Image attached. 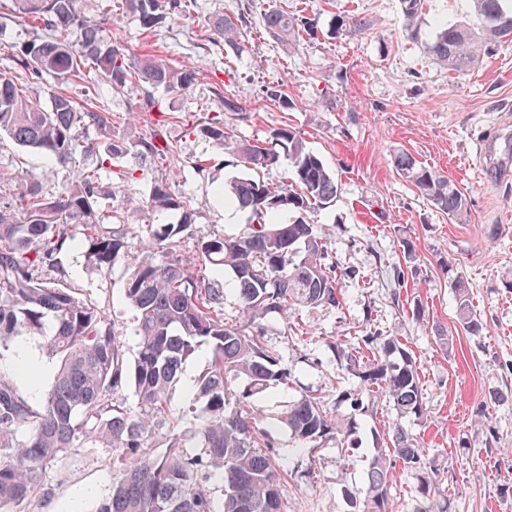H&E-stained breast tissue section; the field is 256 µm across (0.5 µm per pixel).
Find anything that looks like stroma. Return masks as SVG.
<instances>
[{"instance_id": "stroma-1", "label": "stroma", "mask_w": 512, "mask_h": 512, "mask_svg": "<svg viewBox=\"0 0 512 512\" xmlns=\"http://www.w3.org/2000/svg\"><path fill=\"white\" fill-rule=\"evenodd\" d=\"M273 1L315 19L318 38L286 47L269 37L261 18ZM217 11L248 12L240 54L224 59L211 50L203 24ZM348 13L367 17L370 28L358 36L329 37L332 19ZM468 18V0H425L420 35L413 40L400 0H197L191 19L153 37L131 17L112 27L113 42L130 54L159 52L173 65L201 72L189 90L155 91L160 109L151 128L135 110V90L100 88L98 104L111 113L117 137L132 141L156 128L180 150L178 163H159L124 198L101 200L102 210L121 207L130 228L129 255L143 252L142 225L178 219L172 212L147 213L155 179L183 191L194 214L186 254L213 236L243 232L246 215L227 221L225 208L213 200L214 188L240 170L223 166L222 150L196 129L220 111V92L236 94L251 110L244 121L225 115L237 135L263 140L273 128L292 126L339 182L336 199L307 219L325 231L329 251L349 274L341 308L299 311L288 321L274 315L266 324V343L291 372L288 385L271 388L259 401L258 425L281 451L284 512H351L348 488L398 421L424 448L437 492L449 499L452 512H512V288L503 285L504 275L512 274V179H501L497 168L504 138L512 139V43L495 47L476 68L459 74L437 66L424 47L439 23ZM277 83L286 103L263 100L264 86ZM483 132L491 139L480 159L474 141ZM401 151L453 181L469 202L462 220L437 212L397 173L393 157ZM199 159L216 162L213 181L195 175L192 164ZM85 250L81 244L62 253L56 277L97 302L120 331L127 360H134L136 313L124 296V270L102 274L86 263ZM447 263L452 271H444ZM397 268L403 280L394 279ZM456 275L468 282L470 303L487 323L481 335L465 334L457 322L451 284ZM417 301L428 321L413 319ZM370 319L416 359L423 421L398 420L383 401L371 413L336 402L337 389L353 391L361 382L351 375L338 378L327 343L360 335ZM436 324L447 328L452 347L439 344L432 332ZM23 357L37 370V381L17 376ZM0 367L14 372L15 385L37 405L54 382L57 360L39 337L20 336L0 355ZM307 391L333 400L334 410L352 418L359 447L344 452L328 438L321 448L296 450L277 416L285 402ZM497 392L503 401H493ZM120 468L112 451L78 449L49 466L50 498L11 512H93Z\"/></svg>"}]
</instances>
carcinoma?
<instances>
[{
	"instance_id": "obj_1",
	"label": "carcinoma",
	"mask_w": 512,
	"mask_h": 512,
	"mask_svg": "<svg viewBox=\"0 0 512 512\" xmlns=\"http://www.w3.org/2000/svg\"><path fill=\"white\" fill-rule=\"evenodd\" d=\"M97 15L82 0H0V28L22 19L30 37L12 46V65L0 73V140L44 154L72 170L57 192L19 161L6 180L17 184L0 201V351L17 336H42L58 358L52 387L35 407L0 371V512L9 505L42 502L52 495L47 468L56 459L92 440L121 454L123 467L94 512H282L277 461L280 452L256 423V402L274 385H286L288 365L264 342L267 316L288 318L296 309L341 306L339 270L324 238L306 220L311 208L331 202L338 183L323 159L292 126L273 129L266 140L251 141L229 132L221 114L209 118L203 135L229 156L228 166L258 172L283 167L289 181L269 183L252 175L234 177L215 189L218 204L248 216L237 236H214L194 256L183 253V233L194 223L185 197L168 182H152L147 208L179 211L177 224H144L149 247L141 257L124 255L127 224L121 209L100 215L104 194L112 198L145 175L158 160L176 161L178 148L159 140L158 131L128 142L112 134V113L95 103L99 84L141 89L138 112L158 109L153 90L181 91L195 85L199 71L175 67L156 54L133 56L112 42L107 25L128 16L155 34L191 17L196 0H101ZM475 20L442 23L426 49L440 67L461 72L476 67L498 44L512 43V0H469ZM411 37L424 0H400ZM249 17L220 12L208 17L213 40L240 49ZM266 33L284 45L315 39L313 19L273 4L262 16ZM370 20L337 15L331 34L360 35ZM79 81L81 98L55 93L45 106L29 88L46 78ZM224 111L243 121L249 109L234 95L221 96ZM95 130L104 144L85 139ZM397 172L431 206L460 219L468 200L437 168L400 152ZM112 173L110 190L101 174ZM85 226L87 263L112 270L124 262V294L136 309L138 351L129 363L115 328L89 299L60 288L54 274L58 256L73 239L72 225ZM230 272L240 302L241 325L224 322V285L205 268ZM462 329L478 336L485 325L471 308L464 278L452 279ZM210 347V360L198 381L201 405L189 409L193 439L182 435L185 415L171 408L183 363L198 347ZM337 370L359 377L362 386L336 398L367 412L383 398L405 419L424 420L423 388L416 360L394 336L377 328L353 341H330ZM132 389L135 405L122 392ZM280 421L302 445L318 446L332 437L355 446L352 423L335 416L326 400L302 394L288 402ZM158 441V458L146 449ZM420 476L417 512H450L448 500H434L436 489L420 443L402 425L388 430L364 481L352 488L354 512H390L393 470Z\"/></svg>"
}]
</instances>
